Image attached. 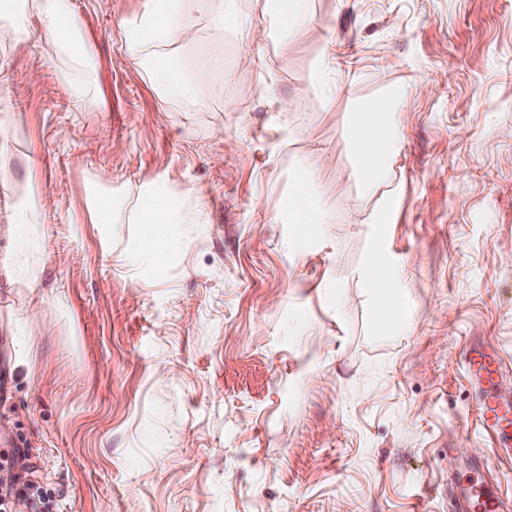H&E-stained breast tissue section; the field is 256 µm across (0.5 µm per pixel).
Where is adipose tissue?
Returning <instances> with one entry per match:
<instances>
[{"instance_id": "adipose-tissue-1", "label": "adipose tissue", "mask_w": 512, "mask_h": 512, "mask_svg": "<svg viewBox=\"0 0 512 512\" xmlns=\"http://www.w3.org/2000/svg\"><path fill=\"white\" fill-rule=\"evenodd\" d=\"M201 0H145L144 10L134 24L121 27L125 53L146 72L149 80L167 99L193 102L197 99L195 77L182 68L176 53L178 44L187 40L202 41L211 32L223 30L233 22L240 39L253 35V22L243 14L239 0H216L207 24L199 29L186 26V19L199 11ZM263 12L277 22L278 44L288 51L295 30L310 20L307 0H263ZM0 19L20 40L33 31L54 42L64 57L60 72L64 81H72L76 72L88 70L92 55L86 45L81 25L68 8V0H0ZM346 135L353 148V174L363 191L390 183L391 158L399 136V98L381 96L377 102L350 113ZM321 153H308L296 168L288 195V210L277 213L276 221L291 224H324L328 208L323 193L314 191L319 178ZM132 212L137 224H193L195 209L187 194L172 193L159 186L145 187Z\"/></svg>"}]
</instances>
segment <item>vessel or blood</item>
Returning a JSON list of instances; mask_svg holds the SVG:
<instances>
[{
  "label": "vessel or blood",
  "instance_id": "1",
  "mask_svg": "<svg viewBox=\"0 0 512 512\" xmlns=\"http://www.w3.org/2000/svg\"><path fill=\"white\" fill-rule=\"evenodd\" d=\"M465 360L483 396L479 403V420L493 432L501 446L500 462H512V401L498 398L494 393L503 363L496 349L478 346L470 348ZM464 512H503L506 501L501 491L480 479H469L460 489Z\"/></svg>",
  "mask_w": 512,
  "mask_h": 512
}]
</instances>
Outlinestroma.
I'll use <instances>...</instances> for the list:
<instances>
[{"instance_id":"obj_1","label":"stroma","mask_w":512,"mask_h":512,"mask_svg":"<svg viewBox=\"0 0 512 512\" xmlns=\"http://www.w3.org/2000/svg\"><path fill=\"white\" fill-rule=\"evenodd\" d=\"M143 5L70 0L85 96L51 42L0 26V512H456L473 463L512 502L464 361L498 348L512 399V0H310L285 57L241 0L252 43L227 29L177 50L195 103L124 52ZM326 48L351 86L330 107L309 78ZM393 88V184L365 193L344 127ZM317 147L330 221L296 239L272 217ZM32 175L41 236L22 248L9 207ZM150 185L201 214L160 225L153 264L130 221ZM383 202L391 223H370ZM377 244L395 313L361 277Z\"/></svg>"}]
</instances>
